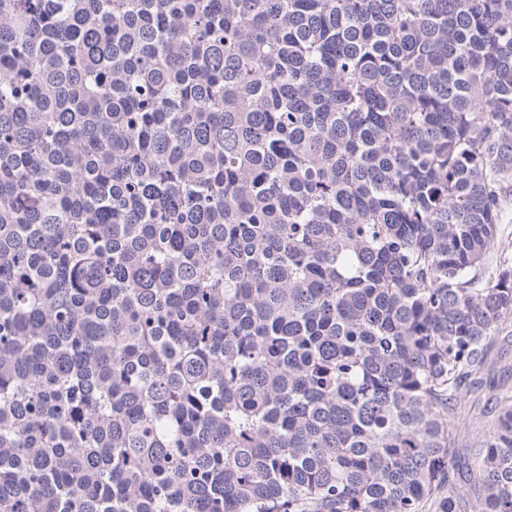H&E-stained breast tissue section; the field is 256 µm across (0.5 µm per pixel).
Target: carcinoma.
<instances>
[{
	"instance_id": "carcinoma-1",
	"label": "carcinoma",
	"mask_w": 512,
	"mask_h": 512,
	"mask_svg": "<svg viewBox=\"0 0 512 512\" xmlns=\"http://www.w3.org/2000/svg\"><path fill=\"white\" fill-rule=\"evenodd\" d=\"M509 186L512 0H0V512H512ZM491 375L482 386V397L488 398L493 393L509 391L512 394V339L500 337L495 341L491 351ZM491 382V384H490ZM494 386V390L489 389ZM496 413L482 417L474 422L467 420H460L459 425L464 429L465 441L464 444L468 448H475L478 442L484 440V438L492 431Z\"/></svg>"
}]
</instances>
